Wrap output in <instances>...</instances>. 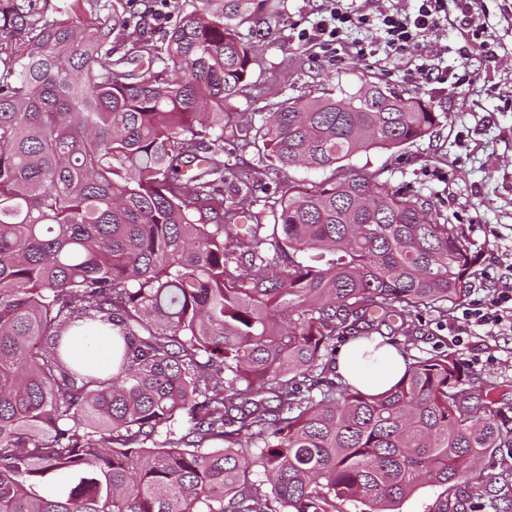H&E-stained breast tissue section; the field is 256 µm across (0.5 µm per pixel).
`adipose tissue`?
I'll list each match as a JSON object with an SVG mask.
<instances>
[{"label": "adipose tissue", "mask_w": 512, "mask_h": 512, "mask_svg": "<svg viewBox=\"0 0 512 512\" xmlns=\"http://www.w3.org/2000/svg\"><path fill=\"white\" fill-rule=\"evenodd\" d=\"M404 368L401 354L379 336L350 340L336 359V373L343 381L373 394L389 390Z\"/></svg>", "instance_id": "obj_1"}]
</instances>
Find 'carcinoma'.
I'll return each mask as SVG.
<instances>
[{
  "label": "carcinoma",
  "mask_w": 512,
  "mask_h": 512,
  "mask_svg": "<svg viewBox=\"0 0 512 512\" xmlns=\"http://www.w3.org/2000/svg\"><path fill=\"white\" fill-rule=\"evenodd\" d=\"M86 2L0 0V512H397L426 486L438 512H509L484 476L512 448L499 386L469 394L454 353L410 348L466 300L478 255L376 174L288 177L413 143L439 115L370 85L240 124L258 58L239 27L270 0H200L160 32V9ZM135 23L138 72L112 59ZM226 137L282 174L234 224ZM397 320L392 388L336 380L341 344ZM98 334L110 361L76 360Z\"/></svg>",
  "instance_id": "carcinoma-1"
}]
</instances>
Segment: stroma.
<instances>
[{
    "label": "stroma",
    "instance_id": "1",
    "mask_svg": "<svg viewBox=\"0 0 512 512\" xmlns=\"http://www.w3.org/2000/svg\"><path fill=\"white\" fill-rule=\"evenodd\" d=\"M324 2L281 0L268 25L241 26L260 64L235 102L238 111L258 123L275 103L300 92L352 93L372 83L429 102L440 116L430 136L399 148L358 153L344 171H374L393 188L427 196L441 218L455 224L459 237L478 252L470 297L486 298L512 280V0H476L466 14L450 0L448 22L429 35L426 50L391 58L379 51L375 29L348 34L335 50L300 41V31L316 19ZM479 24L493 31L482 45L472 41L469 31ZM359 43L365 53L356 52ZM433 69L463 72L467 79L442 84L430 77ZM224 166L230 172L224 182L230 206L238 200L240 179H247L254 197L273 192L280 180L260 163L253 147L237 142L225 143ZM439 338L465 363L471 387L505 385L506 399L512 402V331L461 339L454 330L440 331L427 321L415 345L427 350Z\"/></svg>",
    "mask_w": 512,
    "mask_h": 512
}]
</instances>
